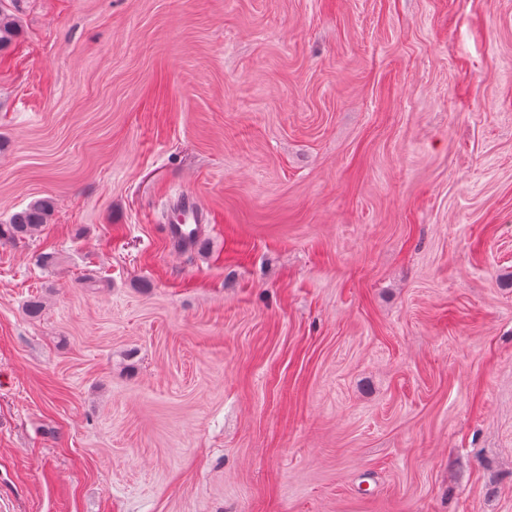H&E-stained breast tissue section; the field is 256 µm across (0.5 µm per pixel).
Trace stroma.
I'll return each instance as SVG.
<instances>
[{"label": "stroma", "mask_w": 512, "mask_h": 512, "mask_svg": "<svg viewBox=\"0 0 512 512\" xmlns=\"http://www.w3.org/2000/svg\"><path fill=\"white\" fill-rule=\"evenodd\" d=\"M8 9L0 512H512V0ZM177 202H180L177 205L180 217L176 226L178 230L171 225L167 226L168 238L175 245L177 244L173 240L181 241L185 239L189 246L196 247L202 238L198 234L197 226L192 227L191 225L205 224L207 222L206 214L193 197L185 196ZM54 211L50 199H40L15 212L8 224H0V241L16 242L37 234L51 220Z\"/></svg>", "instance_id": "obj_1"}]
</instances>
